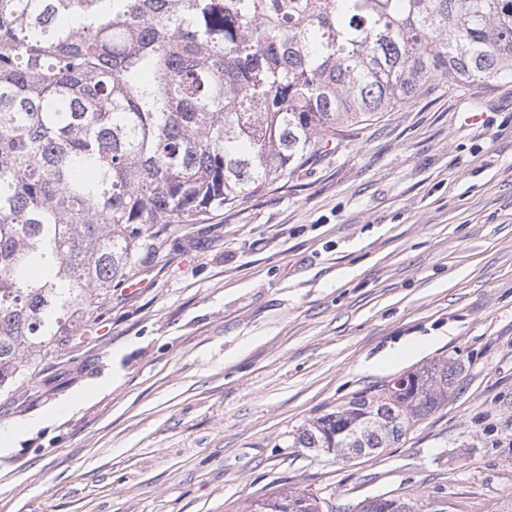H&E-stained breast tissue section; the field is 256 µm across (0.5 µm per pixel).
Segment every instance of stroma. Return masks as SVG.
<instances>
[{"label": "stroma", "mask_w": 512, "mask_h": 512, "mask_svg": "<svg viewBox=\"0 0 512 512\" xmlns=\"http://www.w3.org/2000/svg\"><path fill=\"white\" fill-rule=\"evenodd\" d=\"M132 279L0 393V424L60 412L0 455V512H243L292 491L512 512L511 78L436 85L166 232ZM443 358L457 383L399 443L345 463L293 447Z\"/></svg>", "instance_id": "stroma-1"}]
</instances>
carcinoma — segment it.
I'll return each mask as SVG.
<instances>
[{
  "label": "carcinoma",
  "instance_id": "1",
  "mask_svg": "<svg viewBox=\"0 0 512 512\" xmlns=\"http://www.w3.org/2000/svg\"><path fill=\"white\" fill-rule=\"evenodd\" d=\"M509 75L512 0H0V391L74 340L173 225L435 84ZM457 377L431 361L294 444L342 462L387 448Z\"/></svg>",
  "mask_w": 512,
  "mask_h": 512
}]
</instances>
